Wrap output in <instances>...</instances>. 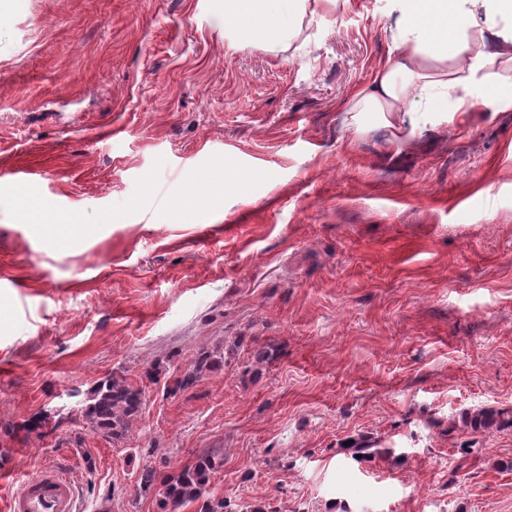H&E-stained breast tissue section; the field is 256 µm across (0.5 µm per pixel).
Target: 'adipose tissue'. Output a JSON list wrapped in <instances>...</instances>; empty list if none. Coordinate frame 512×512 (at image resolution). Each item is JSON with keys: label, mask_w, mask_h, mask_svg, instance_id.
<instances>
[{"label": "adipose tissue", "mask_w": 512, "mask_h": 512, "mask_svg": "<svg viewBox=\"0 0 512 512\" xmlns=\"http://www.w3.org/2000/svg\"><path fill=\"white\" fill-rule=\"evenodd\" d=\"M272 0H224L226 24L247 40L269 42L282 32ZM398 17L394 62L377 69L351 95L356 112H378L416 130L421 103L466 114L482 105L512 111V0H390ZM502 21L495 46L489 25Z\"/></svg>", "instance_id": "ef3b65f1"}]
</instances>
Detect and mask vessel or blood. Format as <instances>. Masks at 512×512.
<instances>
[{
    "mask_svg": "<svg viewBox=\"0 0 512 512\" xmlns=\"http://www.w3.org/2000/svg\"><path fill=\"white\" fill-rule=\"evenodd\" d=\"M6 512H81L80 491L68 473L44 468L24 476Z\"/></svg>",
    "mask_w": 512,
    "mask_h": 512,
    "instance_id": "1",
    "label": "vessel or blood"
}]
</instances>
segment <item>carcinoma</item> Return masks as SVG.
Here are the masks:
<instances>
[{
  "label": "carcinoma",
  "mask_w": 512,
  "mask_h": 512,
  "mask_svg": "<svg viewBox=\"0 0 512 512\" xmlns=\"http://www.w3.org/2000/svg\"><path fill=\"white\" fill-rule=\"evenodd\" d=\"M215 354L202 350L193 364L175 368L170 376L171 393L190 389L210 368ZM77 416L92 432H102L115 441L126 439L133 423L145 404V391L123 377L111 375L95 387L82 391L72 389ZM224 465V456L217 451L202 454L190 465L162 481L163 512H179L187 503H199V512H241L237 505L224 498L209 496L211 477Z\"/></svg>",
  "instance_id": "carcinoma-1"
}]
</instances>
